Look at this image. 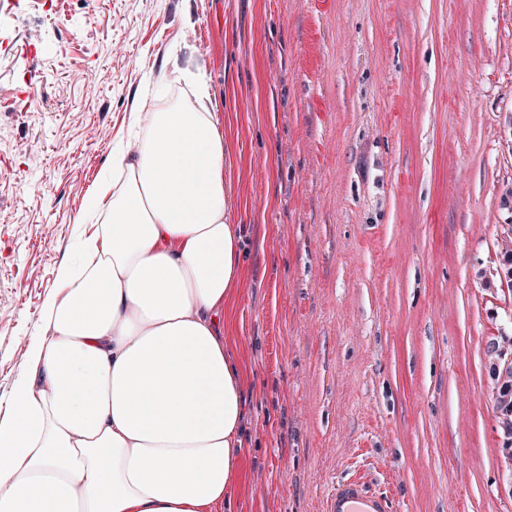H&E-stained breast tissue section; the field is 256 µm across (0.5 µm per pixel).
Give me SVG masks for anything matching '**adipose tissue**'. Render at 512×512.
<instances>
[{
	"mask_svg": "<svg viewBox=\"0 0 512 512\" xmlns=\"http://www.w3.org/2000/svg\"><path fill=\"white\" fill-rule=\"evenodd\" d=\"M195 103L152 108L112 147L45 335L0 422V512H216L241 472L243 372L220 332L244 271L224 135Z\"/></svg>",
	"mask_w": 512,
	"mask_h": 512,
	"instance_id": "adipose-tissue-1",
	"label": "adipose tissue"
}]
</instances>
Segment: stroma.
<instances>
[{
    "label": "stroma",
    "instance_id": "35a3bbf8",
    "mask_svg": "<svg viewBox=\"0 0 512 512\" xmlns=\"http://www.w3.org/2000/svg\"><path fill=\"white\" fill-rule=\"evenodd\" d=\"M203 73L244 275L223 512H512V0H0V421L146 77ZM506 361V362H505ZM504 373L499 381L497 383L496 391L494 393V399L497 410L500 412L501 415L511 417L512 414V388H511V381H512V364H511V358L510 359H504L502 364L500 365L501 368L504 365ZM511 364V365H510ZM510 365V367H509ZM509 367L511 373V380L500 387H498V384L505 383L507 379V373L506 369ZM324 512H392L389 498L370 487L364 471L339 480L328 491Z\"/></svg>",
    "mask_w": 512,
    "mask_h": 512
}]
</instances>
